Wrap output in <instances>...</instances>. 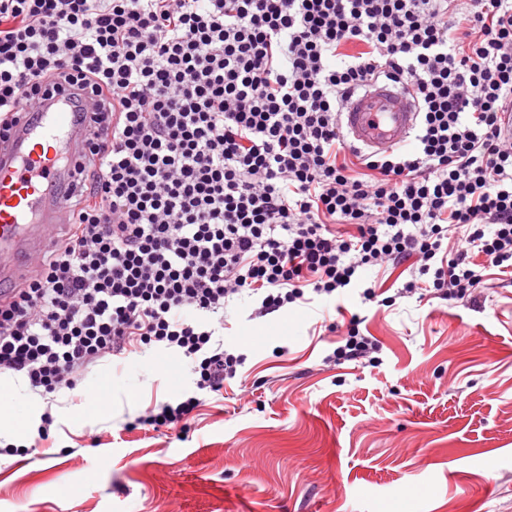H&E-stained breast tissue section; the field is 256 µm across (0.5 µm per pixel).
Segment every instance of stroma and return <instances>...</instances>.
Returning <instances> with one entry per match:
<instances>
[{"label": "stroma", "mask_w": 512, "mask_h": 512, "mask_svg": "<svg viewBox=\"0 0 512 512\" xmlns=\"http://www.w3.org/2000/svg\"><path fill=\"white\" fill-rule=\"evenodd\" d=\"M363 276L376 299L227 306L246 360L218 393L158 346L103 359L49 401L47 441L0 455V512H512V272L463 300L403 293L405 265ZM354 315L380 348L336 361ZM192 392L186 429L129 430Z\"/></svg>", "instance_id": "1"}]
</instances>
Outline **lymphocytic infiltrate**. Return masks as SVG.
Returning a JSON list of instances; mask_svg holds the SVG:
<instances>
[{
	"label": "lymphocytic infiltrate",
	"mask_w": 512,
	"mask_h": 512,
	"mask_svg": "<svg viewBox=\"0 0 512 512\" xmlns=\"http://www.w3.org/2000/svg\"><path fill=\"white\" fill-rule=\"evenodd\" d=\"M380 78L416 100L415 143L363 155L339 114ZM63 85L98 99L91 160L65 237L0 298V374L41 395L153 345L220 391L245 296L265 316L411 260L463 299L512 270V0H0V129Z\"/></svg>",
	"instance_id": "f902f5d3"
}]
</instances>
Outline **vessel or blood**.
Here are the masks:
<instances>
[{
  "label": "vessel or blood",
  "mask_w": 512,
  "mask_h": 512,
  "mask_svg": "<svg viewBox=\"0 0 512 512\" xmlns=\"http://www.w3.org/2000/svg\"><path fill=\"white\" fill-rule=\"evenodd\" d=\"M56 91L35 109L21 110L8 142L0 145V293L20 283L29 263L47 250L68 211L58 189L72 182L84 155L78 109L91 112L95 98ZM418 118L417 103L389 81L369 83L340 114L353 146L375 153L403 145Z\"/></svg>",
  "instance_id": "b4317fda"
}]
</instances>
